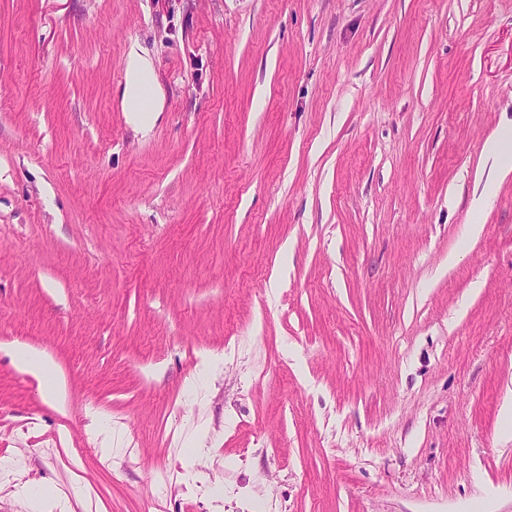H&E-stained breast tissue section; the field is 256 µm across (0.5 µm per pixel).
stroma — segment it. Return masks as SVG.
I'll return each mask as SVG.
<instances>
[{
    "mask_svg": "<svg viewBox=\"0 0 512 512\" xmlns=\"http://www.w3.org/2000/svg\"><path fill=\"white\" fill-rule=\"evenodd\" d=\"M510 125L512 0H0V512H512ZM164 95L149 55L136 44L126 52L125 81L121 105L128 123L143 134L148 133L163 112ZM484 151L491 158L499 173L505 177L512 172V128L492 136ZM17 362L27 371L36 375L41 380L50 379L53 375V368L50 362L34 354L18 351L15 353Z\"/></svg>",
    "mask_w": 512,
    "mask_h": 512,
    "instance_id": "obj_1",
    "label": "stroma"
}]
</instances>
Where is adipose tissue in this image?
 Listing matches in <instances>:
<instances>
[{
  "instance_id": "adipose-tissue-1",
  "label": "adipose tissue",
  "mask_w": 512,
  "mask_h": 512,
  "mask_svg": "<svg viewBox=\"0 0 512 512\" xmlns=\"http://www.w3.org/2000/svg\"><path fill=\"white\" fill-rule=\"evenodd\" d=\"M164 95L149 55L137 45L126 52L125 81L121 105L135 131L148 133L159 112Z\"/></svg>"
}]
</instances>
